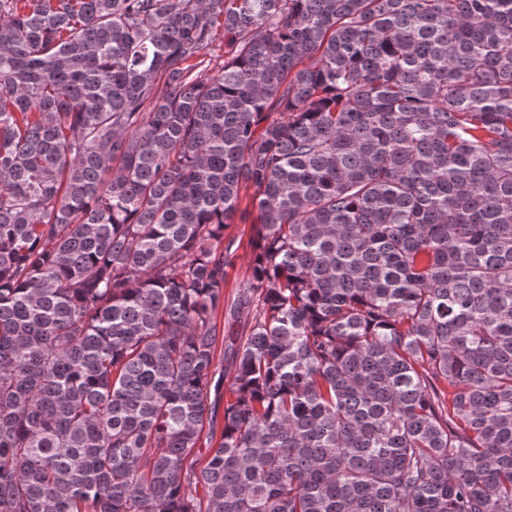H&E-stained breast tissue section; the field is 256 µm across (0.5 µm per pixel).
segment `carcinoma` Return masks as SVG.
I'll list each match as a JSON object with an SVG mask.
<instances>
[{
  "label": "carcinoma",
  "mask_w": 512,
  "mask_h": 512,
  "mask_svg": "<svg viewBox=\"0 0 512 512\" xmlns=\"http://www.w3.org/2000/svg\"><path fill=\"white\" fill-rule=\"evenodd\" d=\"M0 512H512V0H0ZM252 191H248L240 204V209L235 220V224H230L228 232L236 236L240 240V248L236 253L232 264L227 269V280L224 287L226 300H231L242 281L245 271L250 264L251 249L250 238L252 234V215L249 214L250 208L245 212L249 195Z\"/></svg>",
  "instance_id": "obj_1"
}]
</instances>
